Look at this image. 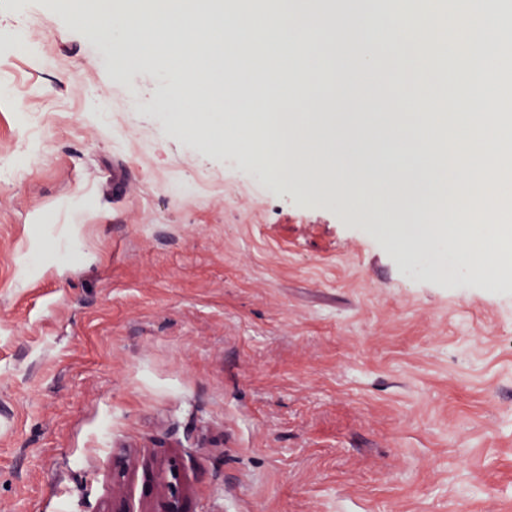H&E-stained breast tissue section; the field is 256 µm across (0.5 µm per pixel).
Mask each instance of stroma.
I'll use <instances>...</instances> for the list:
<instances>
[{
	"mask_svg": "<svg viewBox=\"0 0 512 512\" xmlns=\"http://www.w3.org/2000/svg\"><path fill=\"white\" fill-rule=\"evenodd\" d=\"M173 78L0 0V512H512V259L410 272Z\"/></svg>",
	"mask_w": 512,
	"mask_h": 512,
	"instance_id": "obj_1",
	"label": "stroma"
}]
</instances>
